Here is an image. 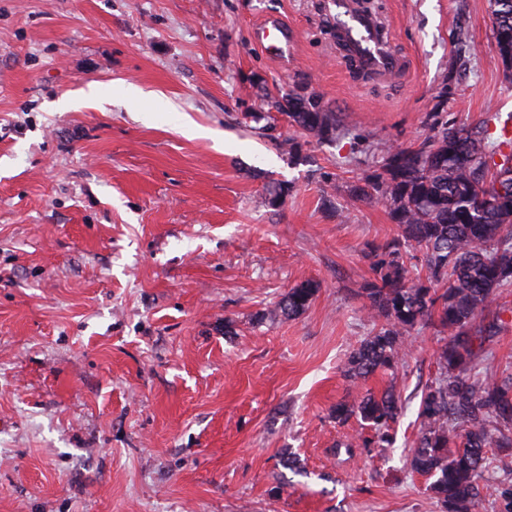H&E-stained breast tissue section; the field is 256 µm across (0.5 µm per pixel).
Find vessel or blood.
<instances>
[{"label":"vessel or blood","instance_id":"vessel-or-blood-1","mask_svg":"<svg viewBox=\"0 0 512 512\" xmlns=\"http://www.w3.org/2000/svg\"><path fill=\"white\" fill-rule=\"evenodd\" d=\"M328 10L336 20L344 52L368 76L386 79L406 71V56L391 49L379 21L360 9L356 0H328ZM255 39L274 58L281 57L288 47L287 29L278 21L257 27Z\"/></svg>","mask_w":512,"mask_h":512}]
</instances>
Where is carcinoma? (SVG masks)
<instances>
[{"label":"carcinoma","mask_w":512,"mask_h":512,"mask_svg":"<svg viewBox=\"0 0 512 512\" xmlns=\"http://www.w3.org/2000/svg\"><path fill=\"white\" fill-rule=\"evenodd\" d=\"M494 35L512 80V0H490ZM288 124L320 141H337L346 128L313 94L294 93L278 104ZM505 153L487 127L437 121L417 148L383 150L376 173L347 187L348 197L381 198L401 233L370 248L373 276L361 291L377 330L348 357L345 375L356 384L394 368L408 356L405 337L433 323L445 336L438 351L439 376L421 390L420 432L409 455L411 468L431 480L442 512H477L479 482L488 449L512 448V373L482 367L486 356L473 339L490 344L500 332L501 289L512 288V174L503 176ZM410 248L423 250L427 274L411 279ZM319 290L298 285L281 297L274 316L303 313ZM392 391L339 402L336 421L358 416L374 430L353 437L347 448H388L401 413Z\"/></svg>","instance_id":"cac0c4a2"}]
</instances>
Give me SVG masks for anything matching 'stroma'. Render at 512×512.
Wrapping results in <instances>:
<instances>
[{"label":"stroma","mask_w":512,"mask_h":512,"mask_svg":"<svg viewBox=\"0 0 512 512\" xmlns=\"http://www.w3.org/2000/svg\"><path fill=\"white\" fill-rule=\"evenodd\" d=\"M322 2L0 0V512H442L405 464L435 328L344 376L373 330L368 248L398 233L345 188L438 118L512 133V81L489 0H381L411 60L384 80L342 61ZM269 17L287 61L255 41ZM303 91L345 138L289 125ZM306 281L304 313L268 318ZM388 388L394 444L340 449L363 428L336 403ZM489 457L479 512L512 484Z\"/></svg>","instance_id":"1"}]
</instances>
